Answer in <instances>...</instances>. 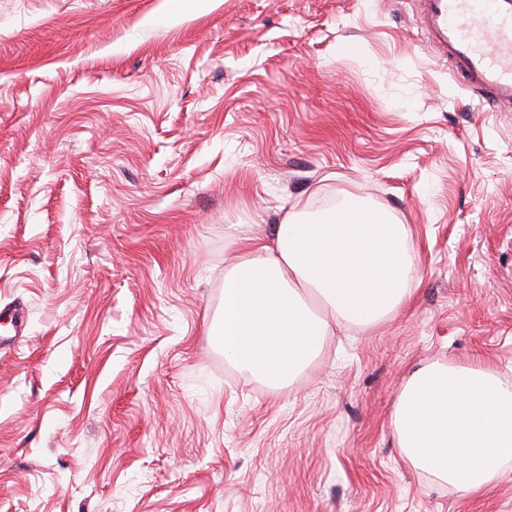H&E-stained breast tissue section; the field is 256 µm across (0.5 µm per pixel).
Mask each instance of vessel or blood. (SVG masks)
Masks as SVG:
<instances>
[{"instance_id":"obj_1","label":"vessel or blood","mask_w":512,"mask_h":512,"mask_svg":"<svg viewBox=\"0 0 512 512\" xmlns=\"http://www.w3.org/2000/svg\"><path fill=\"white\" fill-rule=\"evenodd\" d=\"M421 22L466 84L512 103V0H421Z\"/></svg>"}]
</instances>
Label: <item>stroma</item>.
<instances>
[{
  "mask_svg": "<svg viewBox=\"0 0 512 512\" xmlns=\"http://www.w3.org/2000/svg\"><path fill=\"white\" fill-rule=\"evenodd\" d=\"M419 0H0V512H512L407 465L410 372L512 382V108ZM350 195L420 285L275 388L224 354L228 224Z\"/></svg>",
  "mask_w": 512,
  "mask_h": 512,
  "instance_id": "35a3bbf8",
  "label": "stroma"
}]
</instances>
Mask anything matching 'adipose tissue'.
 <instances>
[{
  "label": "adipose tissue",
  "instance_id": "adipose-tissue-1",
  "mask_svg": "<svg viewBox=\"0 0 512 512\" xmlns=\"http://www.w3.org/2000/svg\"><path fill=\"white\" fill-rule=\"evenodd\" d=\"M224 239L238 261L224 273L219 339L274 384L307 366L334 329L385 320L418 283L403 225L350 198L311 220L286 214L270 236L237 224ZM393 424L412 467L465 493L512 463V385L474 364L414 369Z\"/></svg>",
  "mask_w": 512,
  "mask_h": 512
}]
</instances>
